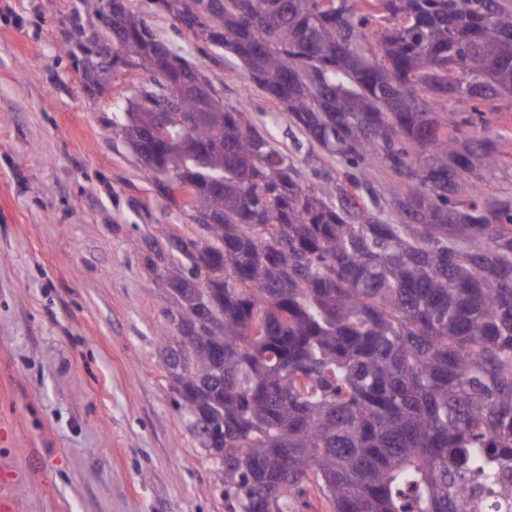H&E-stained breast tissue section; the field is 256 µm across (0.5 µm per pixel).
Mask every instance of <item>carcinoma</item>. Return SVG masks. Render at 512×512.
<instances>
[{
	"label": "carcinoma",
	"mask_w": 512,
	"mask_h": 512,
	"mask_svg": "<svg viewBox=\"0 0 512 512\" xmlns=\"http://www.w3.org/2000/svg\"><path fill=\"white\" fill-rule=\"evenodd\" d=\"M163 3L246 72L225 103L112 0V63L148 88L116 134L141 157L168 115L159 187L192 189L199 232L150 263L179 331L162 367L227 512L311 489L329 512H459L465 477L512 468V195L482 186L498 140L464 132L512 98V0ZM71 27L98 85L97 39ZM252 112L260 123H264L268 132L279 142V145L292 147L291 140L286 135V125L282 122H274L271 113L276 112L272 103L265 99L261 94L255 93L252 97Z\"/></svg>",
	"instance_id": "obj_1"
}]
</instances>
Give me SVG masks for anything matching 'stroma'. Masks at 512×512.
<instances>
[{"label":"stroma","mask_w":512,"mask_h":512,"mask_svg":"<svg viewBox=\"0 0 512 512\" xmlns=\"http://www.w3.org/2000/svg\"><path fill=\"white\" fill-rule=\"evenodd\" d=\"M161 39L239 100L231 54L177 31L160 0H129ZM98 29L82 0H0V485L6 512H226L221 468L186 429L161 367L176 330L147 258L167 235L195 237L117 136L143 83L117 67L85 87L69 20ZM508 167L512 100L474 115Z\"/></svg>","instance_id":"obj_1"}]
</instances>
